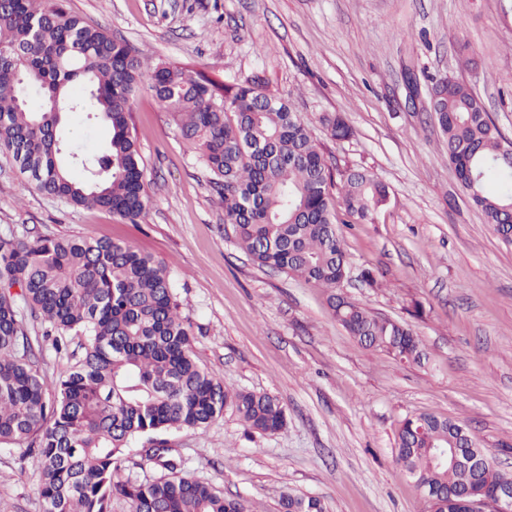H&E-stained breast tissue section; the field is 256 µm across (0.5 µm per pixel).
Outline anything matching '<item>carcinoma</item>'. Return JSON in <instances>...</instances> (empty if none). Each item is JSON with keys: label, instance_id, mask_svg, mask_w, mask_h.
I'll use <instances>...</instances> for the list:
<instances>
[{"label": "carcinoma", "instance_id": "cac0c4a2", "mask_svg": "<svg viewBox=\"0 0 512 512\" xmlns=\"http://www.w3.org/2000/svg\"><path fill=\"white\" fill-rule=\"evenodd\" d=\"M148 85L186 147L199 154L224 191V223L259 265L328 291L338 323L362 346L420 363L427 354L405 324L352 302L341 291L346 253L333 192L356 223L370 219L388 187L368 172L341 183L291 104L260 76L220 85L171 63L152 65L66 6L64 0H0V150L35 191L132 223L149 195L132 123L134 98ZM447 141L448 166L469 201L512 243V144L469 86L443 79L429 91ZM85 112L112 130L95 152H62L58 128ZM330 135L351 128L324 117ZM19 291H13V288ZM47 326L43 335L84 336L82 356L54 391L37 369L35 340L20 311ZM166 266L126 242L56 237L0 238V445L40 472L45 512H255L246 501L177 472L171 448L155 440L145 458L168 473L120 480L136 439L168 429H207L232 404L247 430L286 426L280 401L236 390L203 368ZM459 439V424L432 413L406 419L395 455L425 487L430 512H461L462 496H492L495 468L438 467V447ZM280 512H327L318 497L288 492Z\"/></svg>", "mask_w": 512, "mask_h": 512}]
</instances>
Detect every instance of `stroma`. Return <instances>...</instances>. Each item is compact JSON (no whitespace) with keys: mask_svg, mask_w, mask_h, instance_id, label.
<instances>
[{"mask_svg":"<svg viewBox=\"0 0 512 512\" xmlns=\"http://www.w3.org/2000/svg\"><path fill=\"white\" fill-rule=\"evenodd\" d=\"M151 63L217 83L251 75L289 97L334 174L367 171L389 188L369 221L341 225L355 303L408 323L417 364L359 345L324 288L247 258L221 192L150 92L133 118L149 203L139 223L66 205L26 186L0 153V237L126 242L162 261L193 331L199 364L238 389L275 395L288 424L246 433L234 407L207 429L163 430L182 474L278 512L287 491L329 512H427L395 461L406 418L432 412L466 427L512 473V244L471 205L429 109L432 81L468 84L512 139V0H67ZM339 115L349 138L321 116ZM376 283L368 285L365 272ZM39 339L55 384L79 337ZM39 471L0 446V512H44Z\"/></svg>","mask_w":512,"mask_h":512,"instance_id":"35a3bbf8","label":"stroma"}]
</instances>
